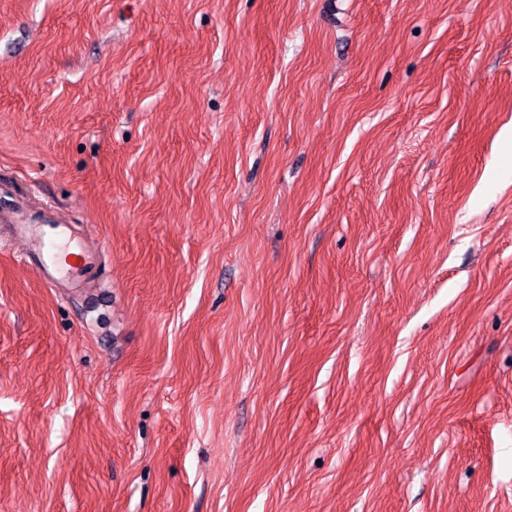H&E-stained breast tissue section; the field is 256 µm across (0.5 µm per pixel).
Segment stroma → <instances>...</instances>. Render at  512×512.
I'll return each instance as SVG.
<instances>
[{
  "label": "stroma",
  "instance_id": "obj_1",
  "mask_svg": "<svg viewBox=\"0 0 512 512\" xmlns=\"http://www.w3.org/2000/svg\"><path fill=\"white\" fill-rule=\"evenodd\" d=\"M512 0H0V512H512ZM25 210L23 202L11 199L0 187V222L27 243L24 258L36 267L43 283L58 288L64 282L76 281L93 255L86 238L47 216L41 224H32Z\"/></svg>",
  "mask_w": 512,
  "mask_h": 512
}]
</instances>
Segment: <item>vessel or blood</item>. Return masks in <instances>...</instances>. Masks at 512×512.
Returning a JSON list of instances; mask_svg holds the SVG:
<instances>
[{
	"instance_id": "1",
	"label": "vessel or blood",
	"mask_w": 512,
	"mask_h": 512,
	"mask_svg": "<svg viewBox=\"0 0 512 512\" xmlns=\"http://www.w3.org/2000/svg\"><path fill=\"white\" fill-rule=\"evenodd\" d=\"M0 223L26 242L24 258L36 267L47 287L77 280L92 258L84 236L73 234L67 225L48 217L42 223H31L25 216L24 203L11 199L1 187Z\"/></svg>"
}]
</instances>
